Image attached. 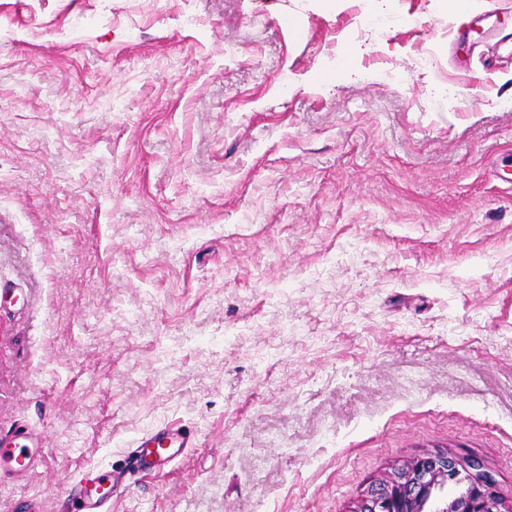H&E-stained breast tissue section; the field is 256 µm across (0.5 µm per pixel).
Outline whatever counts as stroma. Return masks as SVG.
<instances>
[{"label": "stroma", "mask_w": 512, "mask_h": 512, "mask_svg": "<svg viewBox=\"0 0 512 512\" xmlns=\"http://www.w3.org/2000/svg\"><path fill=\"white\" fill-rule=\"evenodd\" d=\"M414 18L358 37L352 10ZM0 0V512H512V0ZM435 63L418 66V57ZM40 461L13 472L8 443ZM136 451L131 458L126 474H114L108 480L92 476L87 471L72 486L64 491L67 501L75 506L78 512H110L109 505L119 485L127 478H142L151 472L159 471L177 459L182 448H193L184 428L158 427L139 438L135 445ZM107 484V486L104 485ZM12 444L13 457L17 460L19 465L16 469L20 472H27L34 466L38 457H40V452L36 449L39 448L38 441L24 432H18L13 436ZM433 489L437 494L429 500ZM499 505L496 483L478 462L436 453L381 480L356 512H500Z\"/></svg>", "instance_id": "stroma-1"}]
</instances>
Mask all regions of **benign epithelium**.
Instances as JSON below:
<instances>
[{"mask_svg":"<svg viewBox=\"0 0 512 512\" xmlns=\"http://www.w3.org/2000/svg\"><path fill=\"white\" fill-rule=\"evenodd\" d=\"M357 512H500L495 481L478 462L421 456L380 481Z\"/></svg>","mask_w":512,"mask_h":512,"instance_id":"1","label":"benign epithelium"}]
</instances>
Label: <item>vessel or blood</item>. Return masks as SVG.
<instances>
[{"mask_svg": "<svg viewBox=\"0 0 512 512\" xmlns=\"http://www.w3.org/2000/svg\"><path fill=\"white\" fill-rule=\"evenodd\" d=\"M12 444L13 456L19 461L20 471L30 470L39 457L38 441L20 432L13 436ZM190 445L184 429L158 427L137 440L136 451L127 473L112 475L107 480L84 473L78 481L65 489L64 495L76 507L77 512H110L114 493L119 485L126 482L128 476L141 478L161 470Z\"/></svg>", "mask_w": 512, "mask_h": 512, "instance_id": "1", "label": "vessel or blood"}]
</instances>
